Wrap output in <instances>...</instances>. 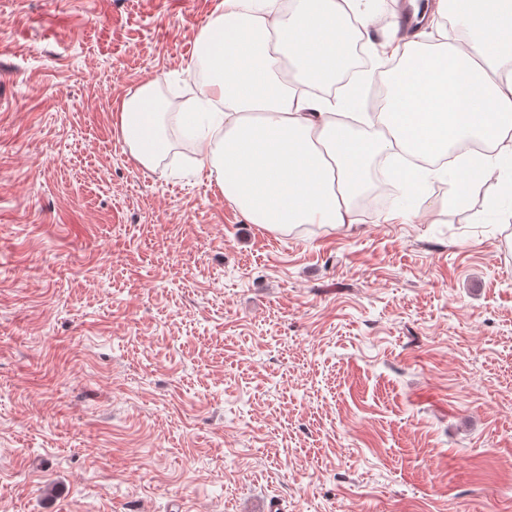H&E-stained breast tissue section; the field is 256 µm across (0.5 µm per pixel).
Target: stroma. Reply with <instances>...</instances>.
I'll list each match as a JSON object with an SVG mask.
<instances>
[{"mask_svg":"<svg viewBox=\"0 0 512 512\" xmlns=\"http://www.w3.org/2000/svg\"><path fill=\"white\" fill-rule=\"evenodd\" d=\"M218 0H0V512H512V223L250 224L116 108Z\"/></svg>","mask_w":512,"mask_h":512,"instance_id":"stroma-1","label":"stroma"}]
</instances>
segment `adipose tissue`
Here are the masks:
<instances>
[{
	"label": "adipose tissue",
	"mask_w": 512,
	"mask_h": 512,
	"mask_svg": "<svg viewBox=\"0 0 512 512\" xmlns=\"http://www.w3.org/2000/svg\"><path fill=\"white\" fill-rule=\"evenodd\" d=\"M196 38L208 101L223 105L198 145L225 200L251 224L288 231L303 224L357 223L355 203L372 165L396 160L391 176L415 182L452 176L455 196L478 172L512 169V0H438L469 37L457 45L387 39L366 80L388 88L385 106L342 121L348 98L330 96L348 64L347 34L368 36L379 0H222ZM399 56L396 74L386 69ZM119 132L151 168L167 153L170 104L145 82L119 107ZM476 140L485 155L441 165L450 147Z\"/></svg>",
	"instance_id": "adipose-tissue-1"
}]
</instances>
